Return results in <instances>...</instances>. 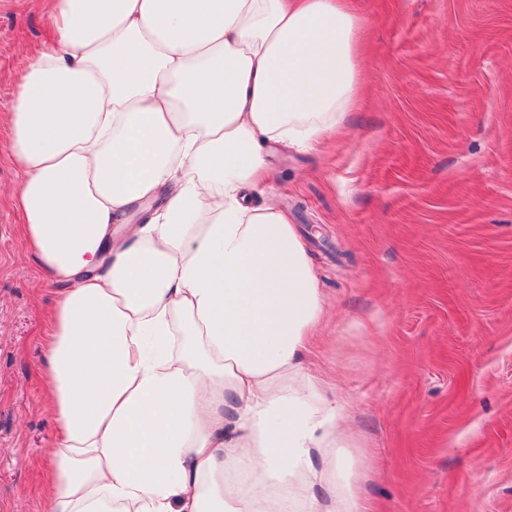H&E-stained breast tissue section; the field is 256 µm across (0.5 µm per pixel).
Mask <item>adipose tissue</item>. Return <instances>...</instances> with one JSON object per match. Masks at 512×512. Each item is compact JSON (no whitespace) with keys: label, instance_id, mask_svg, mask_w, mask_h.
<instances>
[{"label":"adipose tissue","instance_id":"ef3b65f1","mask_svg":"<svg viewBox=\"0 0 512 512\" xmlns=\"http://www.w3.org/2000/svg\"><path fill=\"white\" fill-rule=\"evenodd\" d=\"M7 115L11 202L52 286L42 512H365L330 381L327 301L269 144L350 112L346 0H53Z\"/></svg>","mask_w":512,"mask_h":512}]
</instances>
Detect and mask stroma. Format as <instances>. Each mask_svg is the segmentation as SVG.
Here are the masks:
<instances>
[{
    "label": "stroma",
    "mask_w": 512,
    "mask_h": 512,
    "mask_svg": "<svg viewBox=\"0 0 512 512\" xmlns=\"http://www.w3.org/2000/svg\"><path fill=\"white\" fill-rule=\"evenodd\" d=\"M361 94L322 148L275 149L266 195L329 304L306 368L357 447L369 512H512V0H349ZM47 0H0V129ZM0 133V512H41L49 294Z\"/></svg>",
    "instance_id": "1"
}]
</instances>
